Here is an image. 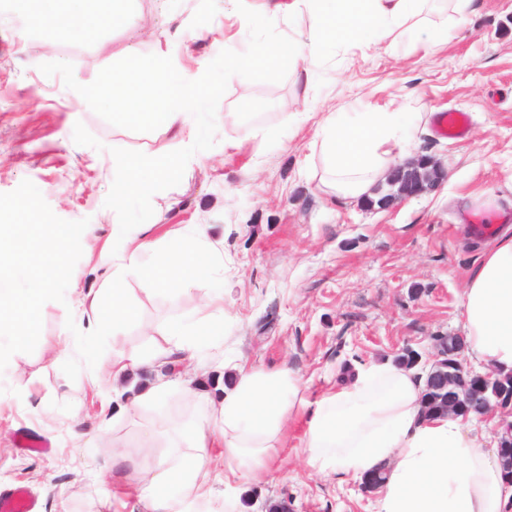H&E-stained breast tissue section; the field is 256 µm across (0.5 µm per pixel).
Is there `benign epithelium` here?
Masks as SVG:
<instances>
[{
    "label": "benign epithelium",
    "instance_id": "obj_1",
    "mask_svg": "<svg viewBox=\"0 0 512 512\" xmlns=\"http://www.w3.org/2000/svg\"><path fill=\"white\" fill-rule=\"evenodd\" d=\"M441 178V173L430 165V161L419 158L391 167L385 182L391 190L383 195L381 206L417 196L432 188ZM437 355L427 372V381L448 388L451 402L448 413L453 414L470 403H478L483 415L499 410L505 417H512V392L498 373L473 374L464 369L459 360L464 349L460 336H436ZM498 454L505 467L507 480L512 482V422L499 436Z\"/></svg>",
    "mask_w": 512,
    "mask_h": 512
}]
</instances>
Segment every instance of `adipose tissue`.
Returning <instances> with one entry per match:
<instances>
[{"label": "adipose tissue", "instance_id": "ef3b65f1", "mask_svg": "<svg viewBox=\"0 0 512 512\" xmlns=\"http://www.w3.org/2000/svg\"><path fill=\"white\" fill-rule=\"evenodd\" d=\"M60 0H30L32 28L88 30L61 10ZM435 0H225L224 14L240 29L257 21L306 10L311 24L278 44L256 43L248 51L225 45L193 76L175 69L161 51L132 55L108 83L87 98L136 125L162 124L176 137L205 132L213 97L228 75L251 69L276 70L282 56L301 61L300 77L314 88L310 59L326 48L355 39L374 24L380 39L420 38L416 17ZM410 125L394 112L331 113L320 129L325 171L337 192L349 198L369 193L389 156L402 152ZM468 359L474 368L493 365L512 372V234L500 233L473 270L462 302ZM303 382L289 367L267 370L245 363L220 404L202 402L196 422L186 425L143 476L146 512H209L212 490L199 476L203 454L221 443L224 454V512H237L239 481H261L274 441L296 406ZM422 373L391 363L357 368L340 390L308 406L305 462L316 474L361 480L384 471L374 512H512V484L503 478L497 452L478 417H427L422 413Z\"/></svg>", "mask_w": 512, "mask_h": 512}]
</instances>
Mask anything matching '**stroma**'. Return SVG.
<instances>
[{"instance_id": "stroma-1", "label": "stroma", "mask_w": 512, "mask_h": 512, "mask_svg": "<svg viewBox=\"0 0 512 512\" xmlns=\"http://www.w3.org/2000/svg\"><path fill=\"white\" fill-rule=\"evenodd\" d=\"M126 16L82 34L47 39L32 32L20 0H0V193L32 181L52 211L88 219L83 254L71 286L98 294L112 277L100 251L112 244V212L104 201L113 183L111 148L152 156L180 149L160 125L134 126L81 101L120 69L130 53L154 46L185 72L234 37L243 47L306 28V13L271 28L242 31L224 18V0H108ZM447 10L428 17L422 42L376 41L366 32L329 48L314 63L320 75L314 106L283 112L295 102L294 60L276 72L231 78L218 113L213 148L196 153L181 183L153 195L162 220L151 239L189 224H206L224 254L223 305L235 323L205 358H180L164 339V323L192 314L206 319L207 286L195 283L172 298L144 297L135 280L128 293L141 317L118 337L119 349L147 359L135 379L93 384L82 368L69 379L56 359L72 341L74 318L87 330L89 304L47 302L33 353L14 354L0 373V496L24 489L34 512H143L138 476L146 461L135 446L158 428L178 432L193 422L200 398L220 401L233 365L268 370L288 365L304 381L301 396L334 392L341 371L393 359L405 347L433 359V339L463 333L461 296L492 229L512 227V0H477L465 24L447 26ZM212 30L192 34L200 19ZM168 30V42L157 43ZM469 114L467 137L438 135L441 110ZM402 112L415 126L410 157L424 155L444 171L433 190L382 209L342 199L321 181L317 134L331 112ZM168 382L164 414L128 406L132 383ZM197 384L188 395L184 380ZM28 402L16 404L15 387ZM305 413H295L272 449L266 481L245 486L241 512H371L375 495L361 483L315 475L303 463ZM127 459L112 469L111 441Z\"/></svg>"}]
</instances>
